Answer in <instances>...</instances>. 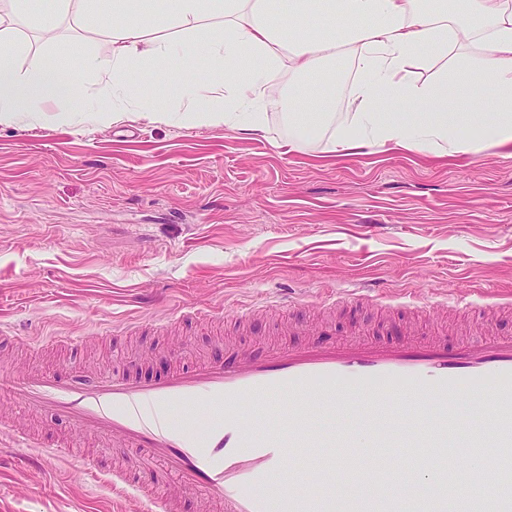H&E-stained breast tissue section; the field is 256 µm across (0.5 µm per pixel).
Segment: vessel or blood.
Here are the masks:
<instances>
[{
    "label": "vessel or blood",
    "instance_id": "b4317fda",
    "mask_svg": "<svg viewBox=\"0 0 512 512\" xmlns=\"http://www.w3.org/2000/svg\"><path fill=\"white\" fill-rule=\"evenodd\" d=\"M248 356L204 360L159 378L134 374L63 381L50 370L28 371L11 395L26 414L52 412L76 433L101 436L141 450L139 481L128 465L111 469L81 459L83 469L125 498L169 512L160 475L218 512H512V337L488 334L451 340L425 336L407 324L398 341L315 340ZM478 403L485 424L459 432L452 407ZM359 410L369 434L366 451L352 450L353 434L322 426V418ZM345 453H337V446ZM313 449L329 457L317 490L282 484L294 454ZM409 448L430 485L406 480L383 464ZM465 476L476 494L449 492V478Z\"/></svg>",
    "mask_w": 512,
    "mask_h": 512
}]
</instances>
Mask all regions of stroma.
<instances>
[{"label":"stroma","instance_id":"1","mask_svg":"<svg viewBox=\"0 0 512 512\" xmlns=\"http://www.w3.org/2000/svg\"><path fill=\"white\" fill-rule=\"evenodd\" d=\"M338 77L306 83L337 123L356 110V51ZM60 101L65 121L0 126V380L34 367L65 381L166 367L298 342L288 312L233 316L293 289L325 297L368 281L388 297L449 289L512 296V156L428 152L341 157L328 132L303 150L221 125L103 121ZM218 309L221 320H183ZM383 307H336L325 343L393 336ZM172 322L167 333L158 323ZM84 344H77V337ZM0 431V512H136L137 502L67 459L27 464Z\"/></svg>","mask_w":512,"mask_h":512}]
</instances>
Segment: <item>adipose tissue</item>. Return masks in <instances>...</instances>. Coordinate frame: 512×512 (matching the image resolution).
I'll return each mask as SVG.
<instances>
[{"mask_svg":"<svg viewBox=\"0 0 512 512\" xmlns=\"http://www.w3.org/2000/svg\"><path fill=\"white\" fill-rule=\"evenodd\" d=\"M127 5L112 0L107 14L92 0H0V125L37 121L92 72L99 87L86 109L106 121L171 120L168 98L143 89L174 84L189 119L202 125L249 135L265 130L269 112L284 111L292 151L327 128L330 150L341 156L370 148L486 158L512 148V0H284L276 9L268 0H149L133 20L123 17ZM67 17L103 31L111 54L19 50L17 20H31L51 42ZM342 48L359 52L351 125L333 126L328 105L288 113L268 95L285 72L325 78L324 61ZM197 56L208 62V81L181 79L184 62ZM445 58L451 67L436 82L414 80L420 65ZM131 70L140 84L127 82Z\"/></svg>","mask_w":512,"mask_h":512,"instance_id":"1","label":"adipose tissue"}]
</instances>
